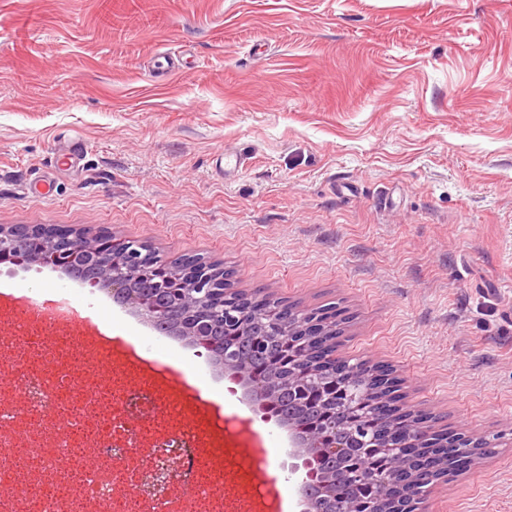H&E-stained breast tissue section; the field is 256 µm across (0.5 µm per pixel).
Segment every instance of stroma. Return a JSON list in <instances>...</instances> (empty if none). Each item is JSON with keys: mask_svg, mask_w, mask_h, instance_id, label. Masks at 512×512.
<instances>
[{"mask_svg": "<svg viewBox=\"0 0 512 512\" xmlns=\"http://www.w3.org/2000/svg\"><path fill=\"white\" fill-rule=\"evenodd\" d=\"M240 167L220 173L224 152ZM111 231L235 290L344 319L400 409L494 454L426 512H512V0H0V225ZM147 345L288 432L203 348L101 288L0 263V290Z\"/></svg>", "mask_w": 512, "mask_h": 512, "instance_id": "stroma-1", "label": "stroma"}]
</instances>
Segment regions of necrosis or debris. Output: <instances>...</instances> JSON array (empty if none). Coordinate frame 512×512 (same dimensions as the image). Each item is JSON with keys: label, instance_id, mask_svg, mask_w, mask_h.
I'll list each match as a JSON object with an SVG mask.
<instances>
[{"label": "necrosis or debris", "instance_id": "1", "mask_svg": "<svg viewBox=\"0 0 512 512\" xmlns=\"http://www.w3.org/2000/svg\"><path fill=\"white\" fill-rule=\"evenodd\" d=\"M34 319L38 327L28 342L39 346L41 357L22 358L15 389L0 391V512H23L30 500L39 501L42 512H223L224 491L195 484L194 441L161 430L150 393L112 385L120 407L105 410L96 379L102 347L62 336L57 312ZM135 416L146 417V435L129 428ZM170 440L185 450L181 481L193 497L140 495L128 502L120 487L133 486L135 469Z\"/></svg>", "mask_w": 512, "mask_h": 512}]
</instances>
